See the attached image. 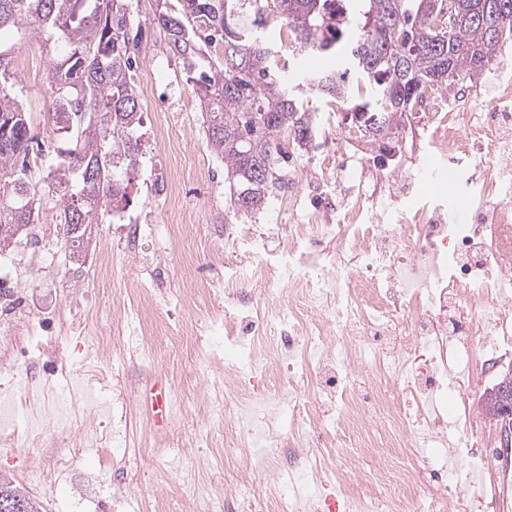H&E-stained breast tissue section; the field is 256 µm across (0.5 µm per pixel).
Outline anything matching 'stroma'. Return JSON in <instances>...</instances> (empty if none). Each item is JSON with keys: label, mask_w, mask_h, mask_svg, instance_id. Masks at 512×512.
I'll use <instances>...</instances> for the list:
<instances>
[{"label": "stroma", "mask_w": 512, "mask_h": 512, "mask_svg": "<svg viewBox=\"0 0 512 512\" xmlns=\"http://www.w3.org/2000/svg\"><path fill=\"white\" fill-rule=\"evenodd\" d=\"M183 0H132L134 15L149 36L134 68L142 107L139 130V163L124 174V198L112 201L102 211L100 222L85 257L74 260L56 230V214L44 204L40 222L34 228L37 243L19 241L0 252V275L10 288L19 291L20 310L38 318L36 336L50 349L31 355L15 351L0 371V386L9 373L36 369L43 380L59 384L68 399L65 421L50 432L44 444L28 443L18 433V451L0 456V476L16 478L31 460L51 467L65 458L74 476H88L85 512H147V500L160 486L178 484L175 473L165 468L169 457L183 455L186 465H202V484L223 492L224 445L192 447L202 428L200 419L190 415L157 425L150 406L149 389L157 382L172 390L200 393L203 378L199 362L206 352L191 328L206 319L211 307L196 302L183 305L180 299L183 269L194 270L201 284L223 280L224 263L234 260L232 246H224L221 258H214L211 239L222 237L228 224L279 223L280 204L268 199L263 209L243 213L232 208L224 165L208 149L205 127L192 84L187 83L182 61L167 38L154 26L159 10L180 11ZM23 99L31 113L32 133L41 145L31 164L33 177L45 175L54 164L58 149L67 147L71 135L53 130L48 120L50 93L43 76L21 78ZM340 119L339 112L319 108L313 123L312 142H324L326 150H341L346 167L344 185L360 179V152L350 145L325 141ZM171 174L183 206L170 209L159 191L160 175ZM125 211L142 224H179L181 235L158 233L143 246L130 245L115 226L112 214ZM108 252L112 268L108 278L98 274L100 252ZM139 289L146 301L142 318L154 331V358L129 353L107 352L98 368L107 390L90 392L83 385L88 364L84 360L86 338L67 327L64 312L73 311L87 327L110 319L114 307L126 300L128 289ZM120 403L127 424L129 458L112 457L101 462L98 450L112 432V405Z\"/></svg>", "instance_id": "35a3bbf8"}]
</instances>
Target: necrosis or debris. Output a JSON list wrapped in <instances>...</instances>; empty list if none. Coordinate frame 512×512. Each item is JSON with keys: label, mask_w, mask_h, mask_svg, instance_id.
<instances>
[{"label": "necrosis or debris", "mask_w": 512, "mask_h": 512, "mask_svg": "<svg viewBox=\"0 0 512 512\" xmlns=\"http://www.w3.org/2000/svg\"><path fill=\"white\" fill-rule=\"evenodd\" d=\"M418 109L429 120L398 135L400 167L363 165L370 190L300 212L307 180L288 171L287 223L237 225L245 260L223 287L185 277V298L224 309L192 330L223 345L224 370L177 405L223 428L226 472L263 455L253 489L193 494L192 512H512V453L469 403L512 357V71ZM445 171L471 223H449Z\"/></svg>", "instance_id": "necrosis-or-debris-1"}]
</instances>
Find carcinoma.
I'll return each mask as SVG.
<instances>
[{
  "label": "carcinoma",
  "mask_w": 512,
  "mask_h": 512,
  "mask_svg": "<svg viewBox=\"0 0 512 512\" xmlns=\"http://www.w3.org/2000/svg\"><path fill=\"white\" fill-rule=\"evenodd\" d=\"M327 0H186L157 24L183 61L201 111L207 147L224 162L230 202L264 207L285 160L281 144L311 138V108L281 73L279 52L263 37L274 23L315 57L348 60L345 71L309 72L306 87L360 114L363 136L393 142L419 99L463 76L489 69L512 32V0H348L352 22L339 33L326 22ZM463 19L448 23V8ZM17 42L46 36L44 80L51 117L65 114L72 148L34 183L30 114L19 100L15 45L0 44V251L29 234L41 202L53 201L65 243L78 254L74 224L96 225L107 205L126 196L114 171L137 162L141 108L130 73L148 30L134 22L131 0H0V33ZM220 42L224 62L197 70L200 43ZM452 73L444 75L445 62Z\"/></svg>",
  "instance_id": "1"
}]
</instances>
